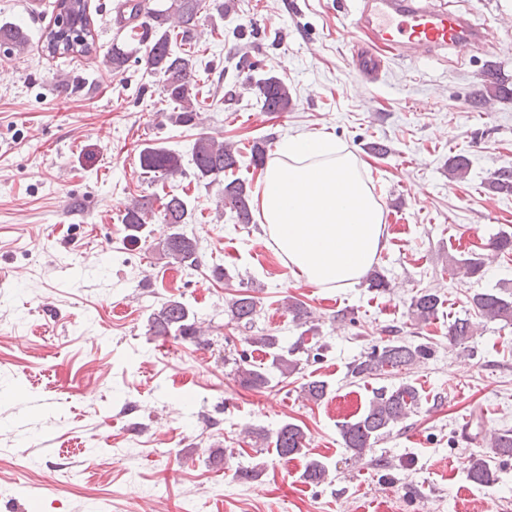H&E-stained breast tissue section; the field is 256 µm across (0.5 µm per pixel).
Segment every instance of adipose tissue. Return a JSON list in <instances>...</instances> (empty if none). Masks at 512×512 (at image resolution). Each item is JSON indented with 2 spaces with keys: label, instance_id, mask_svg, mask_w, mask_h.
Returning a JSON list of instances; mask_svg holds the SVG:
<instances>
[{
  "label": "adipose tissue",
  "instance_id": "obj_1",
  "mask_svg": "<svg viewBox=\"0 0 512 512\" xmlns=\"http://www.w3.org/2000/svg\"><path fill=\"white\" fill-rule=\"evenodd\" d=\"M267 233L295 276L353 286L386 246L384 214L351 153L324 138L286 139L255 195Z\"/></svg>",
  "mask_w": 512,
  "mask_h": 512
}]
</instances>
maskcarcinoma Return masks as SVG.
I'll use <instances>...</instances> for the list:
<instances>
[{"instance_id": "cac0c4a2", "label": "carcinoma", "mask_w": 512, "mask_h": 512, "mask_svg": "<svg viewBox=\"0 0 512 512\" xmlns=\"http://www.w3.org/2000/svg\"><path fill=\"white\" fill-rule=\"evenodd\" d=\"M129 19L143 18L138 24L140 31L134 34L136 43H114L106 66L118 73L127 68L129 61L142 66L145 73L161 79L162 94L174 104L169 120L181 126L203 124L202 106L199 100L201 86L197 80V51L195 32L204 9L202 0H170L167 6L150 7L147 0H125ZM59 14L54 24L44 33V48L52 56H87L96 49L95 34L90 28L86 14L85 0H60ZM29 46V35L13 22L0 23V48L7 53L22 54ZM85 84L78 76H60L61 92L72 95ZM255 91L257 103L263 112H286L292 109L293 97L288 85L279 77L266 75L249 82ZM240 150L233 142L218 141L211 136L199 137L192 149L194 176L210 184L226 173L239 167ZM142 170L162 179L183 174L181 156L160 146H146L139 153ZM221 202L239 224L253 223L250 206V190L243 180L234 178L221 190ZM160 217L166 224L167 233L161 241L162 254L173 264L194 267L199 263V247L195 237L185 231V224L192 218L187 200L178 195L166 193L148 201L142 197L132 198L124 207L122 224L127 238L132 242L141 240L148 224L154 217ZM485 262L480 257L464 259L460 263L468 278L482 276ZM442 305L440 297L433 293L421 292L415 295L409 306V317L416 324H427L435 317ZM472 306L478 314L489 321L512 324V297L501 292L488 290L472 297ZM258 300L255 296L240 293L229 302L231 319L247 326L253 324L257 315ZM284 309L298 326L313 322V312L302 301L290 297L284 302ZM149 331L155 336H175L185 342L195 343L203 336L197 326V317L185 303L173 298L166 300L148 319ZM474 324L468 317L457 318L448 325V342L462 345L473 337ZM250 344L266 350L267 365H251L242 358L236 363L234 379L243 388L260 391L270 386L273 374L287 378L301 370L300 360L295 353L301 349V341L291 347L281 345L279 337L265 333L250 338ZM430 347L425 344L410 346L391 341L381 347H374L365 355L354 360L348 373L354 379H365L394 370L412 366L425 358ZM307 399L320 401L328 394L324 380L311 379L303 384ZM419 393L410 385H401L388 390L384 387L373 392L364 412L353 420L340 425L344 445L352 452L354 461L363 458L383 436L401 423L418 404ZM248 437L255 443L273 446L278 458L290 460L306 454L307 435L303 428L293 422H285L273 431L250 429ZM488 447L496 458H512V431L506 430L490 437ZM326 466L309 461L302 477L305 481L319 485L328 479ZM468 476L480 486H490L497 480L496 470L485 455H472L468 461Z\"/></svg>"}]
</instances>
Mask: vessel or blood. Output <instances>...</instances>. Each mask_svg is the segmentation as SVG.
<instances>
[{"instance_id": "1", "label": "vessel or blood", "mask_w": 512, "mask_h": 512, "mask_svg": "<svg viewBox=\"0 0 512 512\" xmlns=\"http://www.w3.org/2000/svg\"><path fill=\"white\" fill-rule=\"evenodd\" d=\"M353 25L372 36L357 56V79L377 82L385 59L415 60L458 48L485 50L489 35L462 13L433 7L429 0H356Z\"/></svg>"}]
</instances>
